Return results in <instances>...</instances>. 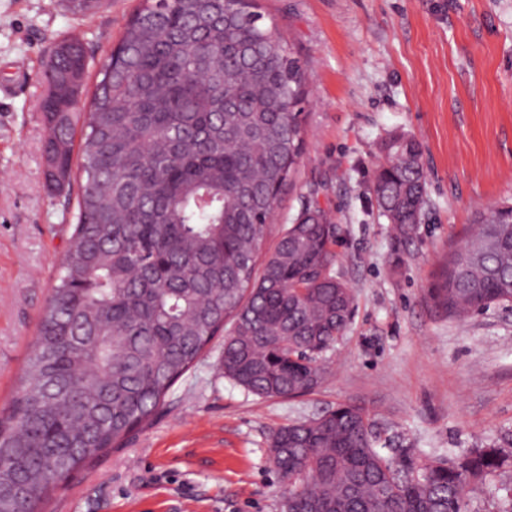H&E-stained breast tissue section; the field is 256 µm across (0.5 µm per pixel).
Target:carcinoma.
Listing matches in <instances>:
<instances>
[{"label": "carcinoma", "instance_id": "obj_1", "mask_svg": "<svg viewBox=\"0 0 512 512\" xmlns=\"http://www.w3.org/2000/svg\"><path fill=\"white\" fill-rule=\"evenodd\" d=\"M74 18L101 0H66ZM259 0H141L96 61L60 39L38 112L45 180L79 175L64 256L16 395L0 412V512H43L70 476L120 448L224 334V377L261 397L312 391L320 355L351 323L355 298L332 272L338 228L306 203L273 251L262 247L305 150L307 71ZM97 67L73 154L75 105ZM373 193L410 234L426 200L422 145L390 134ZM460 317L512 303V204L475 213L430 289ZM370 416L339 404L280 427L270 462L294 490L286 512H467L468 489L512 452L445 457L375 448Z\"/></svg>", "mask_w": 512, "mask_h": 512}]
</instances>
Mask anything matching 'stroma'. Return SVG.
Returning <instances> with one entry per match:
<instances>
[{
    "label": "stroma",
    "mask_w": 512,
    "mask_h": 512,
    "mask_svg": "<svg viewBox=\"0 0 512 512\" xmlns=\"http://www.w3.org/2000/svg\"><path fill=\"white\" fill-rule=\"evenodd\" d=\"M140 0L83 22L51 0H0V409L16 394L72 211L44 179L37 110L48 53L71 32L109 51ZM308 74L305 152L266 237L316 197L339 228L334 270L354 317L304 395L260 398L225 378L223 337L125 447L52 493L46 512H283L269 437L340 403L363 408L377 447L418 455L495 443L512 451V304L465 318L429 290L474 213L512 204V0H261ZM422 144L426 204L411 235L371 182L391 132Z\"/></svg>",
    "instance_id": "35a3bbf8"
}]
</instances>
